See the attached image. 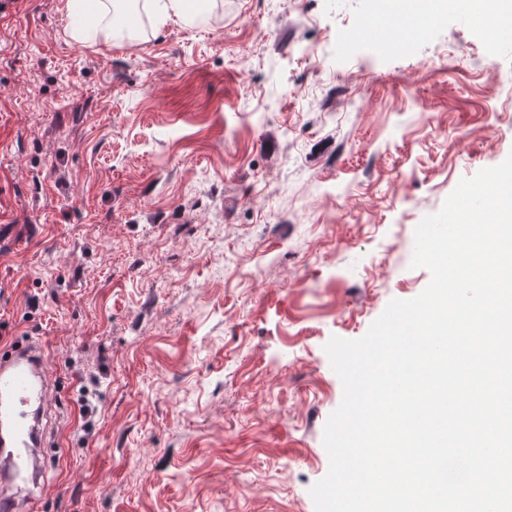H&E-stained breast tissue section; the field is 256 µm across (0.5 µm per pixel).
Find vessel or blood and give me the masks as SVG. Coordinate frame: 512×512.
<instances>
[{
	"instance_id": "obj_1",
	"label": "vessel or blood",
	"mask_w": 512,
	"mask_h": 512,
	"mask_svg": "<svg viewBox=\"0 0 512 512\" xmlns=\"http://www.w3.org/2000/svg\"><path fill=\"white\" fill-rule=\"evenodd\" d=\"M55 382L35 341L0 351V512H40Z\"/></svg>"
}]
</instances>
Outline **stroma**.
<instances>
[{"mask_svg":"<svg viewBox=\"0 0 512 512\" xmlns=\"http://www.w3.org/2000/svg\"><path fill=\"white\" fill-rule=\"evenodd\" d=\"M369 3L89 45L66 0H0V342L58 385L42 512H315L326 343L427 286L416 226L512 155V39L451 13L406 48Z\"/></svg>","mask_w":512,"mask_h":512,"instance_id":"35a3bbf8","label":"stroma"}]
</instances>
